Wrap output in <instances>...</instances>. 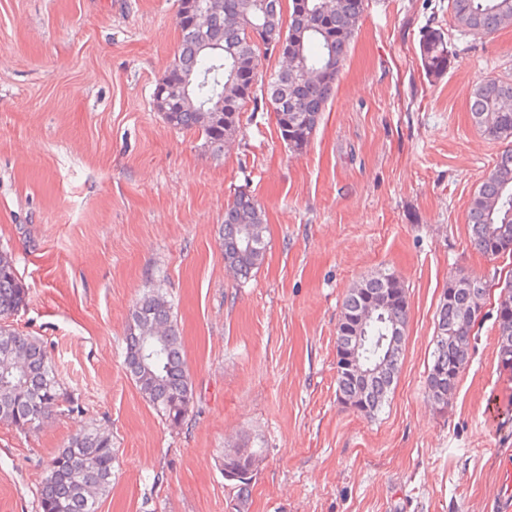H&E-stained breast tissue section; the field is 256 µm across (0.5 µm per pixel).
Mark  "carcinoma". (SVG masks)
<instances>
[{
  "label": "carcinoma",
  "mask_w": 512,
  "mask_h": 512,
  "mask_svg": "<svg viewBox=\"0 0 512 512\" xmlns=\"http://www.w3.org/2000/svg\"><path fill=\"white\" fill-rule=\"evenodd\" d=\"M366 0H307L301 13L283 12V0H224V12L215 16L208 36L215 47L200 49V35L189 24L179 26L177 53L160 81L187 78L196 104L182 107L175 99L166 105L153 95L157 111H170L173 127L201 133L214 152L237 132L240 114L255 98L262 76V58L274 53L277 43H296L297 65L305 73L279 71L267 83L272 106L287 99L299 110L286 112L277 122H288V150L301 153L315 135L332 97L359 29ZM448 11L460 32L492 34L512 24V0H448ZM258 30L262 44L251 40L246 27ZM422 69L430 80L441 78L451 64L448 35L427 27L419 42ZM470 112L486 134L501 140L512 138V82L485 79L470 94ZM468 224L474 245L483 253L501 251L512 244V148L502 152L494 168L471 198ZM266 215L255 197L245 190L234 192L224 208L221 246L224 265L241 278L259 268L266 255ZM27 288L17 275L12 253L0 249V423L34 428L60 397L54 366L41 341L8 323L21 308ZM482 281L457 278L443 294L437 310V334L433 364L427 376V396L439 406L448 402L463 371L475 322L477 302L485 299ZM371 296L380 309L364 328L354 332L340 328L336 350L359 346L363 366L378 370L362 381L337 375V395L367 417L381 411L397 378L403 352L408 301L404 283L393 273L365 276L347 294L342 318L351 319L365 309ZM512 281L501 289L497 305L498 364L512 371ZM124 365L149 404L168 422L178 424L193 402V389L185 360L184 341L172 318V305L162 294H151L133 307L125 335ZM260 455L258 448H235L224 453L227 464L241 472L232 483L235 495L231 512H248V493L253 477L249 468ZM112 437L96 430L74 435L52 459L41 489V512H98L110 491Z\"/></svg>",
  "instance_id": "carcinoma-1"
}]
</instances>
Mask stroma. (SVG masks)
<instances>
[{
	"instance_id": "1",
	"label": "stroma",
	"mask_w": 512,
	"mask_h": 512,
	"mask_svg": "<svg viewBox=\"0 0 512 512\" xmlns=\"http://www.w3.org/2000/svg\"><path fill=\"white\" fill-rule=\"evenodd\" d=\"M177 0H0V248L28 289L14 327L61 387L37 427L0 424V512H38L51 458L109 434L98 512H230L224 453L261 449L249 512H502L512 485V372L497 365V299L512 254L470 242L467 212L504 141L469 112L479 81H512V27L453 30L448 0H368L351 55L302 154L265 99L217 154L153 104L178 49ZM446 29V74L419 41ZM262 204L268 248L230 275L220 228L233 190ZM386 270L407 290L398 379L375 419L336 398L346 291ZM493 280L446 409L425 386L449 283ZM162 293L193 387L176 426L127 374L124 336ZM494 418H487L488 407ZM422 69L431 81L441 78L451 64L448 35L442 28L427 27L419 42Z\"/></svg>"
}]
</instances>
